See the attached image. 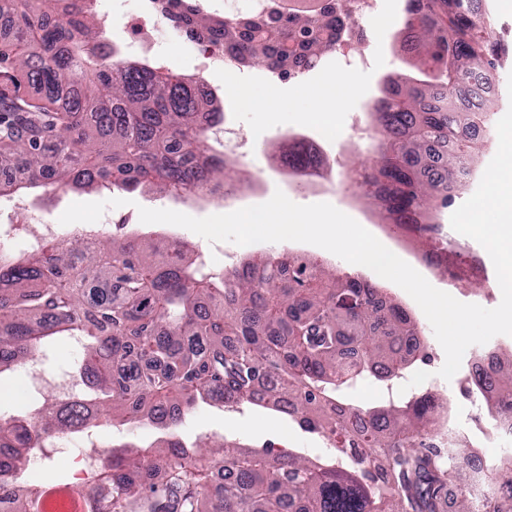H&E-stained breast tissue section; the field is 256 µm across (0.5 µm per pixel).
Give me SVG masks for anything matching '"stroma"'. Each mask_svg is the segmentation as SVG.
I'll return each mask as SVG.
<instances>
[{"instance_id": "1", "label": "stroma", "mask_w": 512, "mask_h": 512, "mask_svg": "<svg viewBox=\"0 0 512 512\" xmlns=\"http://www.w3.org/2000/svg\"><path fill=\"white\" fill-rule=\"evenodd\" d=\"M378 13L369 22L370 65L365 69H353L336 53H328L321 67L302 72L292 79L278 81L277 86L285 100H292L297 85L309 88L323 87L327 76L348 75L361 87L360 93L350 98L336 117V132L326 135L323 130L309 123L295 112L280 121L268 122L257 114L245 111L243 106L224 93V77H232L251 84H265L270 76L264 68L224 72L219 68L200 69V60L193 45L166 27H157L155 38L167 55L168 69L175 74L193 75L207 82L215 90L211 98L216 111L230 115L243 141L245 149L236 156V166L230 173L228 188L234 190V203L201 192L188 201L163 195L147 189L135 191L113 190L96 192L77 189L61 183L49 193L34 192L28 196V211L20 215L22 224H54L60 215L74 202H97L111 198L121 199L122 207L113 209L114 223L125 225L127 233L154 232L156 240L168 241L184 238L207 250L215 267H224L226 260L241 264L246 251L229 242L209 243L201 236L182 227L157 223L148 225L139 219V207L171 209L194 217L221 214L229 207L243 208L271 198L275 190H282L298 204L327 202L363 224L379 241L401 254L404 261L417 270L436 288L445 291L459 301L474 303L486 308L499 305L502 294L493 263L487 251L475 240L456 233L450 224L444 223L425 235L409 232L387 219L381 208L360 197L350 180L352 170L369 165V146L357 142L355 124L374 130L375 121L370 114L371 103L380 97L389 79L417 77L415 62L403 61L399 49V26L404 14L403 0H377ZM491 23L495 29L494 48L499 56L494 75V118H501L512 106V96L507 93V78L512 75V7H505L504 0H489ZM291 137L305 138L324 149L333 166V181L325 185L303 176L288 172L281 155L282 144ZM387 297L401 305L416 320L424 344L425 361L416 362L413 369L405 370L402 377L392 384L370 378L350 391L347 401L362 406L403 405L409 396L430 392L449 402L453 426L458 434L468 436L469 455L492 460L503 452H512V438L492 440L488 431L479 425L478 418L485 414L486 405L480 395H467L461 389L460 378L444 380L437 372L445 356L434 336L432 327L417 303L396 284L382 280L378 283ZM427 371L430 377L423 384L401 393L404 381L410 380L414 371ZM177 432L186 445L210 438L226 437L247 447L262 449L275 447L277 452H295L309 457L333 455L334 450L318 435L305 432L288 415L264 410L242 403L234 410L201 405L188 410ZM82 449L78 436L57 441L51 458L36 457L31 462L27 478L39 482L52 473L65 475L77 481V458Z\"/></svg>"}]
</instances>
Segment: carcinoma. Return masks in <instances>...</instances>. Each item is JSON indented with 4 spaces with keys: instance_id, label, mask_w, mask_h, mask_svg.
Returning <instances> with one entry per match:
<instances>
[{
    "instance_id": "obj_1",
    "label": "carcinoma",
    "mask_w": 512,
    "mask_h": 512,
    "mask_svg": "<svg viewBox=\"0 0 512 512\" xmlns=\"http://www.w3.org/2000/svg\"><path fill=\"white\" fill-rule=\"evenodd\" d=\"M0 0L13 26L0 49V197L68 181L81 188L191 192L228 176L201 127L206 102L193 84L142 61L111 65L112 44L87 0ZM405 50L423 67L416 83L394 79L373 106L380 137L373 165L352 177L419 234L454 200L460 169L480 156L482 113L467 111L468 79H491L493 29L465 0H413ZM209 29L244 68L310 70L336 45L342 17L287 13L276 20L207 16ZM27 74L40 102L19 96L10 71ZM83 126L81 145L66 132ZM313 163L288 148L294 172ZM407 312L374 283L329 271L302 255L262 251L217 277L191 243L160 248L150 236H74L12 259L0 252V375L82 339L79 377L90 392L62 406L45 399L38 423L0 416V512H41L48 487L24 480L35 449L56 435L83 434L107 410L121 423L152 425L146 445L112 452L80 488L87 512H442L448 485L470 457L445 433L444 403L426 392L403 408L362 409L336 394L371 373L402 374L419 349ZM491 419L512 414V361L464 377ZM250 403L288 414L338 448L371 453L309 459L272 455L221 438L190 448L175 428L199 404ZM448 435V450L432 441ZM481 512H512V456L486 466Z\"/></svg>"
}]
</instances>
